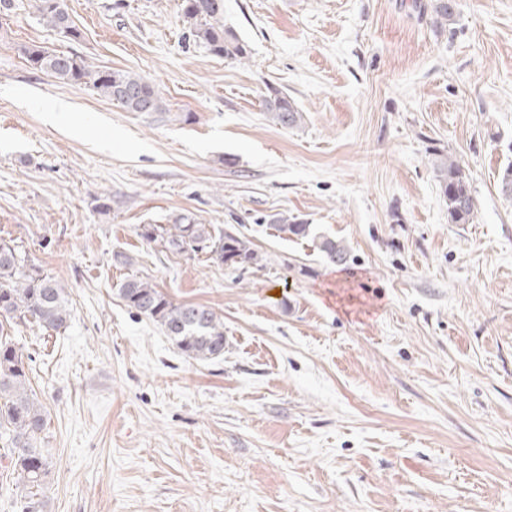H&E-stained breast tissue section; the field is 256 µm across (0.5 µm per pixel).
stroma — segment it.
<instances>
[{
	"label": "stroma",
	"instance_id": "1",
	"mask_svg": "<svg viewBox=\"0 0 512 512\" xmlns=\"http://www.w3.org/2000/svg\"><path fill=\"white\" fill-rule=\"evenodd\" d=\"M0 11V238L65 288L71 324L11 334L51 454L46 512H512V0H224L241 61L188 38L182 0ZM146 77L127 112L21 46ZM279 89L302 114L282 128ZM476 200L453 224L433 163ZM285 212L343 240L333 266ZM192 214L247 237L227 266L144 241ZM211 307L185 356L119 289ZM37 2L39 15L47 26L77 38L79 33L72 25L63 0H37ZM264 99V112L275 125L284 128L296 126L302 118L295 103L282 92L272 89Z\"/></svg>",
	"mask_w": 512,
	"mask_h": 512
}]
</instances>
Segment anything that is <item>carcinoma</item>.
<instances>
[{"mask_svg": "<svg viewBox=\"0 0 512 512\" xmlns=\"http://www.w3.org/2000/svg\"><path fill=\"white\" fill-rule=\"evenodd\" d=\"M183 15L194 43L211 54L243 59L246 46L236 33L224 27V0H183ZM39 15L54 30L78 36L64 0H37ZM455 16L453 0H436L433 24L445 27ZM21 53L35 69L54 75L65 83L86 84L127 112H158L162 102L154 85L145 77L126 70H92L78 57L49 52L38 45L24 46ZM264 112L274 124L284 128L297 125L302 118L295 103L274 89L264 99ZM434 167L441 192L448 202V217L454 224H471L476 203L468 177L448 155L435 158ZM268 223L279 234L297 239H312L325 258L337 265L347 261L344 241L314 232L312 225L279 212ZM147 242H160L178 252L207 251L227 266L258 261L251 242L235 233L212 235L209 225L191 215H181L171 224L143 227ZM120 295L137 314L156 321L165 334L189 358L212 359L224 354V322L207 306L175 304L155 285L141 278L126 280ZM71 311L65 289L59 281L27 263L11 243L0 240V446L16 474L20 493V512H44L41 494L49 475L48 449L38 447L46 428L43 406L34 397L29 382V365L5 326L35 324L58 332L69 327Z\"/></svg>", "mask_w": 512, "mask_h": 512, "instance_id": "1", "label": "carcinoma"}]
</instances>
